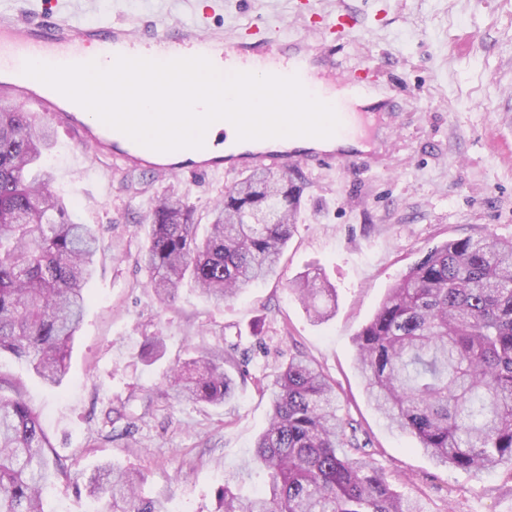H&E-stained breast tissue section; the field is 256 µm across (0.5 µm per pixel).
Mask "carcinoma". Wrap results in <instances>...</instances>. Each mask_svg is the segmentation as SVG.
I'll return each mask as SVG.
<instances>
[{
  "label": "carcinoma",
  "mask_w": 512,
  "mask_h": 512,
  "mask_svg": "<svg viewBox=\"0 0 512 512\" xmlns=\"http://www.w3.org/2000/svg\"><path fill=\"white\" fill-rule=\"evenodd\" d=\"M51 130L0 106V354L25 361L44 383L68 372L99 240L72 220L42 165ZM300 203L288 174L254 171L209 210L204 235L192 209L170 196L152 209L140 261L163 303L183 281L222 304L276 273ZM324 320L336 289L305 273L289 285ZM357 364L375 409L439 466L475 474L512 464V239L487 235L433 247L389 290L358 334ZM232 353L213 346L174 363L167 380L184 401L231 397ZM269 425L254 463L268 478L252 497L224 484L217 512H423L397 492L337 414L336 389L294 355L269 389ZM52 444L22 381L0 375V512H44ZM145 475L98 465L84 488L98 512H169L141 493Z\"/></svg>",
  "instance_id": "carcinoma-1"
}]
</instances>
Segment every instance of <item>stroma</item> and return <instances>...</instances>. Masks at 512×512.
<instances>
[{
	"instance_id": "obj_1",
	"label": "stroma",
	"mask_w": 512,
	"mask_h": 512,
	"mask_svg": "<svg viewBox=\"0 0 512 512\" xmlns=\"http://www.w3.org/2000/svg\"><path fill=\"white\" fill-rule=\"evenodd\" d=\"M91 16L186 21L193 0H91ZM212 26L288 20L314 38L312 9L350 17L354 39L339 59L378 67L377 99L397 104L381 118L355 165L288 173L301 189L292 237L277 276L217 307L185 283L162 306L138 263L157 197L176 194L206 223L233 175L163 176L88 155L56 132L44 159L53 192L99 236L96 273L62 384L43 383L25 365L0 357V373L22 379L41 414L51 462L62 471L43 498L45 512H90L83 483L103 462L142 471L143 494L170 512H215L225 481L244 493L263 485L249 463L269 419L266 386L290 354L311 360L336 386L337 413L357 424L377 468L424 512H512V466L480 475L436 465L412 437L388 427L368 403L356 366V338L387 291L432 247L492 234L512 238V0H222ZM310 13H302L303 4ZM396 137H388L389 127ZM336 290V310L315 320L288 290L303 273ZM163 338L160 357L145 354ZM223 341L237 364L235 393L221 406L171 397V364ZM125 408L127 419L115 411Z\"/></svg>"
}]
</instances>
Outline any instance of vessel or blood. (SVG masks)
I'll return each instance as SVG.
<instances>
[{
  "label": "vessel or blood",
  "instance_id": "vessel-or-blood-1",
  "mask_svg": "<svg viewBox=\"0 0 512 512\" xmlns=\"http://www.w3.org/2000/svg\"><path fill=\"white\" fill-rule=\"evenodd\" d=\"M78 0H49L40 17L22 20L0 19V101L19 103L36 116L52 122L64 133L95 152L110 149L119 152L126 163L167 174L239 173L246 169L285 170L306 162L316 166L336 161L356 162L357 153L333 149H307L301 152L265 147L263 141L236 142L227 155L194 158L192 150L182 149L166 155L146 148L130 138H119L98 118L84 120L74 112L71 100L26 76V62L49 64L97 62L111 66L117 56L166 59L194 56L243 62L260 59L272 63L278 76H298L305 88L317 98H325L326 85L343 90L342 98L333 100L339 119H346L347 99L362 97L376 89L378 78L367 69L345 67L337 63L333 51L324 45L311 46L285 34L270 35L255 23L242 31L224 33L211 28L208 11L193 12L190 22L177 26L150 23L135 27L131 23L109 20L81 22Z\"/></svg>",
  "mask_w": 512,
  "mask_h": 512
}]
</instances>
